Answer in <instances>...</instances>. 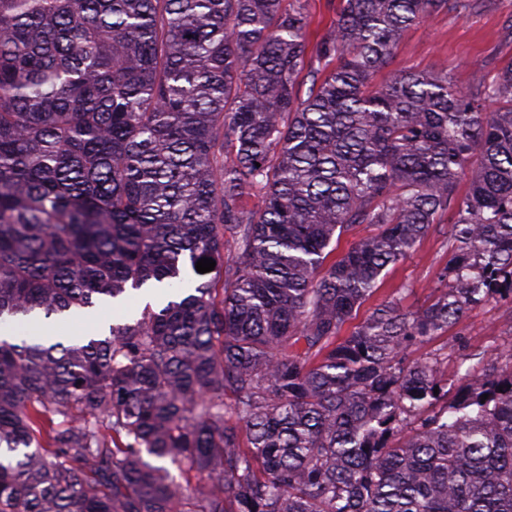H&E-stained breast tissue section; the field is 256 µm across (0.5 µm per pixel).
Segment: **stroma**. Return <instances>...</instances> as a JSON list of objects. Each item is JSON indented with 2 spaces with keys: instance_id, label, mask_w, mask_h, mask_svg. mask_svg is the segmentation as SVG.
Wrapping results in <instances>:
<instances>
[{
  "instance_id": "35a3bbf8",
  "label": "stroma",
  "mask_w": 512,
  "mask_h": 512,
  "mask_svg": "<svg viewBox=\"0 0 512 512\" xmlns=\"http://www.w3.org/2000/svg\"><path fill=\"white\" fill-rule=\"evenodd\" d=\"M511 59L512 0H483L477 8L441 12L406 30L384 71L389 74L408 67L445 73L457 86L469 88ZM447 261L443 235L430 232L416 252L387 275L378 299L402 288L406 307L424 304ZM455 339L467 352L512 353V314L504 304L488 302L467 313L444 336L413 346L409 356L426 357Z\"/></svg>"
}]
</instances>
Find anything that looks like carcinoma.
<instances>
[{"label":"carcinoma","instance_id":"cac0c4a2","mask_svg":"<svg viewBox=\"0 0 512 512\" xmlns=\"http://www.w3.org/2000/svg\"><path fill=\"white\" fill-rule=\"evenodd\" d=\"M461 2L311 49L307 0H0V324L154 300L0 337V512H512V354L406 357L512 304V59L374 83ZM444 220L438 295L355 322Z\"/></svg>","mask_w":512,"mask_h":512}]
</instances>
